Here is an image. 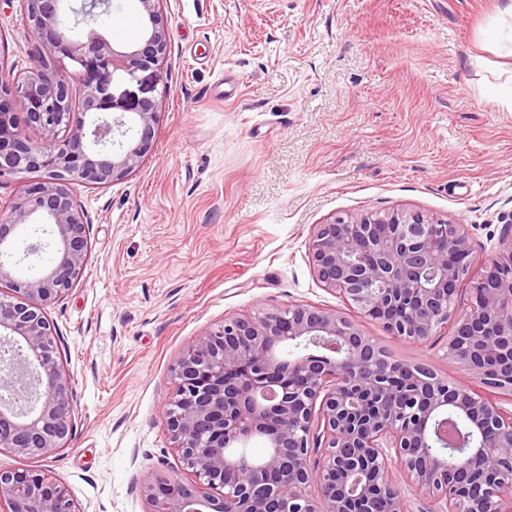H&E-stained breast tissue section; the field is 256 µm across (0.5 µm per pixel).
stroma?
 <instances>
[{"instance_id":"35a3bbf8","label":"stroma","mask_w":512,"mask_h":512,"mask_svg":"<svg viewBox=\"0 0 512 512\" xmlns=\"http://www.w3.org/2000/svg\"><path fill=\"white\" fill-rule=\"evenodd\" d=\"M506 0H164L154 145L126 178L72 186L90 226L80 283L49 307L76 394L69 448L0 453L78 512H145L137 486L194 473L162 418L171 367L231 315L345 311L308 241L331 216L419 210L468 225L477 260L512 232V16ZM36 39L0 0V64ZM396 358L466 380L446 355L358 318Z\"/></svg>"}]
</instances>
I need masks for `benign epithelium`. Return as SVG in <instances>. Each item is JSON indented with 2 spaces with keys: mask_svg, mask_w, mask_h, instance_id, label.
Returning <instances> with one entry per match:
<instances>
[{
  "mask_svg": "<svg viewBox=\"0 0 512 512\" xmlns=\"http://www.w3.org/2000/svg\"><path fill=\"white\" fill-rule=\"evenodd\" d=\"M37 39L23 77L0 72V179L38 172L0 212V451L47 458L69 447L75 399L61 338L45 308L82 279L91 243L70 185L126 177L154 142L159 101L141 74L160 77L167 54L163 0H133L140 36L118 50L95 29L64 33L65 13L95 23L111 0H25ZM138 91L114 93L116 79ZM84 87L73 101V81ZM25 113L30 139L1 117ZM34 220L56 258L34 277L11 274L17 229ZM316 280L362 316L404 341L426 343L453 321L448 358L472 380L419 375L397 391L394 363L336 310L290 305L228 317L197 337L171 368L163 410L176 449L196 479L159 474L142 487L146 512H368L377 493L389 512H408L395 477L439 504L438 512H512V241L486 259L466 307L458 285L475 257L465 224L421 211L333 217L308 242ZM308 352L284 359L292 345ZM254 437L268 453L255 464L231 449ZM448 450L438 449L439 444ZM318 485V494L309 488ZM0 512H76L65 487L43 470H0Z\"/></svg>",
  "mask_w": 512,
  "mask_h": 512,
  "instance_id": "7a95c632",
  "label": "benign epithelium"
}]
</instances>
